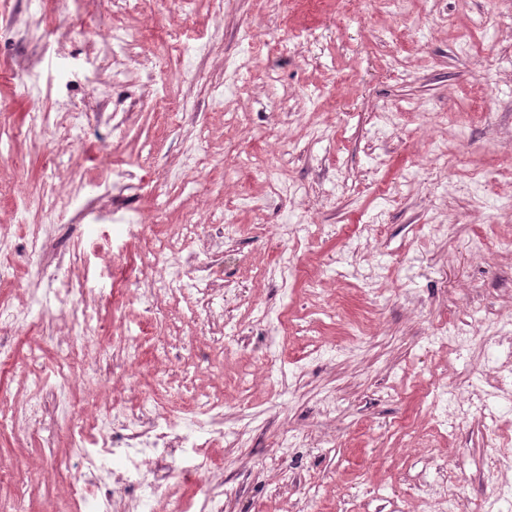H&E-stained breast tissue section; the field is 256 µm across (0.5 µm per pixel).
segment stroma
<instances>
[{
    "label": "stroma",
    "instance_id": "obj_1",
    "mask_svg": "<svg viewBox=\"0 0 512 512\" xmlns=\"http://www.w3.org/2000/svg\"><path fill=\"white\" fill-rule=\"evenodd\" d=\"M174 28L203 40L173 48ZM199 144L208 165L182 168ZM51 199L88 256L68 271L112 328L71 357L89 369L76 409H111L128 368L161 412L222 401L207 454L224 512H436L441 491L447 512H512V251L497 244L512 235V0H0V226L54 236ZM221 216L238 230L198 262L222 315L183 295L148 313L145 255ZM86 224L144 230L106 241ZM285 246L299 273L284 281ZM15 263L0 303L24 308L50 280L25 247ZM70 326L51 309L0 365V460L29 464L0 482L4 507L79 512L63 480L84 450L48 372ZM182 466L160 464L156 512H198Z\"/></svg>",
    "mask_w": 512,
    "mask_h": 512
}]
</instances>
